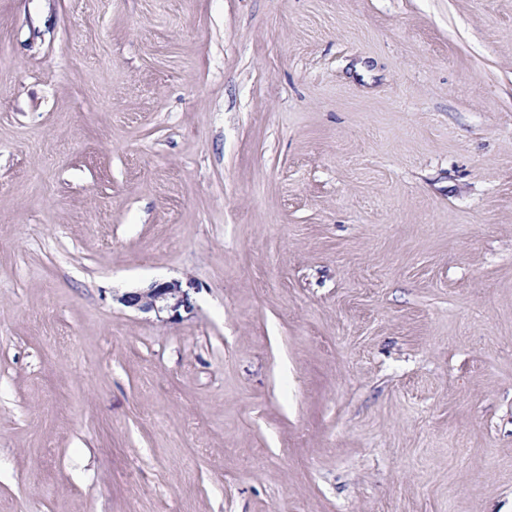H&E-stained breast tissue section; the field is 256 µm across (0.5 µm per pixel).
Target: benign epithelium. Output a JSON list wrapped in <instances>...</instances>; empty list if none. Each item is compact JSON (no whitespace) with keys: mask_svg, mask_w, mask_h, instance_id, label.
<instances>
[{"mask_svg":"<svg viewBox=\"0 0 512 512\" xmlns=\"http://www.w3.org/2000/svg\"><path fill=\"white\" fill-rule=\"evenodd\" d=\"M123 306L156 316L166 315V321L178 323L183 314L194 311V303L188 290L178 280L155 281L147 288L126 291L117 297Z\"/></svg>","mask_w":512,"mask_h":512,"instance_id":"benign-epithelium-1","label":"benign epithelium"}]
</instances>
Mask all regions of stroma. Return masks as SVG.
Returning a JSON list of instances; mask_svg holds the SVG:
<instances>
[{
    "mask_svg": "<svg viewBox=\"0 0 512 512\" xmlns=\"http://www.w3.org/2000/svg\"><path fill=\"white\" fill-rule=\"evenodd\" d=\"M0 512H512V0H0ZM123 306L143 312L154 313L166 321L177 323L183 319L182 313L191 314L194 303L188 290L182 288L179 280L155 281L148 288L126 291L117 297Z\"/></svg>",
    "mask_w": 512,
    "mask_h": 512,
    "instance_id": "1",
    "label": "stroma"
}]
</instances>
